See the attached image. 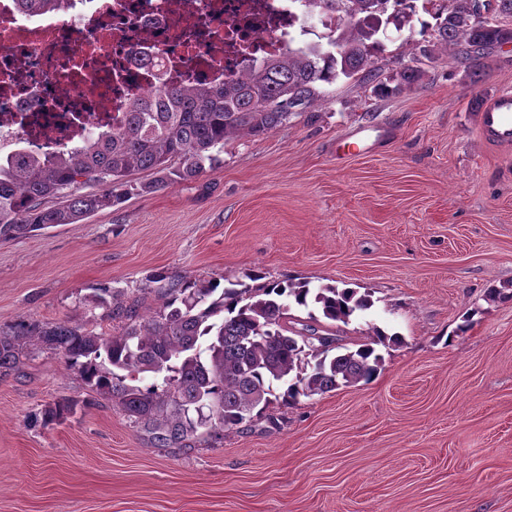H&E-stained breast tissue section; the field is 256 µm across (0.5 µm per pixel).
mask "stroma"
<instances>
[{
	"label": "stroma",
	"instance_id": "obj_1",
	"mask_svg": "<svg viewBox=\"0 0 512 512\" xmlns=\"http://www.w3.org/2000/svg\"><path fill=\"white\" fill-rule=\"evenodd\" d=\"M428 19L380 31L379 80L326 86L322 105L229 140L196 179L0 243V330L110 335L113 301L160 306L143 292L155 274L258 271L369 295L367 317L321 327L349 349L369 324L391 334L378 375L220 443L157 448L35 348L0 376V512H512V299L488 298L512 287V149L480 125L512 87V47L475 83L454 51L426 54ZM413 58L422 76L400 85ZM72 400L75 414L41 421Z\"/></svg>",
	"mask_w": 512,
	"mask_h": 512
}]
</instances>
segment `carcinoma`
Returning <instances> with one entry per match:
<instances>
[{
    "instance_id": "cac0c4a2",
    "label": "carcinoma",
    "mask_w": 512,
    "mask_h": 512,
    "mask_svg": "<svg viewBox=\"0 0 512 512\" xmlns=\"http://www.w3.org/2000/svg\"><path fill=\"white\" fill-rule=\"evenodd\" d=\"M31 13L61 9L72 0H21ZM418 0H297L306 18H327L328 33L265 58L248 74L222 83L161 84L150 96L130 100L123 124L94 131L77 144L50 150L20 147L0 154V240L60 224H79L128 195L150 194L188 182L213 166L224 143L259 136L319 102L320 91L343 76L375 77L382 23L401 29L417 13ZM434 47L455 50L479 78L487 51L512 42V27L474 19L467 0H438ZM327 42H322V39ZM136 170L155 178L133 184ZM86 184L98 190L81 193ZM51 199L61 203L46 205ZM199 284L177 279L157 289L159 309L145 318L121 305L111 318L120 331L104 336L66 322L0 331V374L19 369L32 342L57 351L90 393L115 402L133 427L158 448H185L200 438L197 407L219 406L210 440L299 397L323 394L372 380L382 364L376 345L387 339L370 326L368 340L338 351L336 337H316L304 324L290 330V306L313 303L326 320L349 323L373 302L351 288H312L307 282ZM145 374L152 383H126ZM66 401L45 410L46 421L76 411Z\"/></svg>"
}]
</instances>
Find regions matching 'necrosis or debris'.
<instances>
[{
	"instance_id": "1",
	"label": "necrosis or debris",
	"mask_w": 512,
	"mask_h": 512,
	"mask_svg": "<svg viewBox=\"0 0 512 512\" xmlns=\"http://www.w3.org/2000/svg\"><path fill=\"white\" fill-rule=\"evenodd\" d=\"M296 0H73L64 15L0 0V153L120 124L159 83L223 81L303 29Z\"/></svg>"
}]
</instances>
